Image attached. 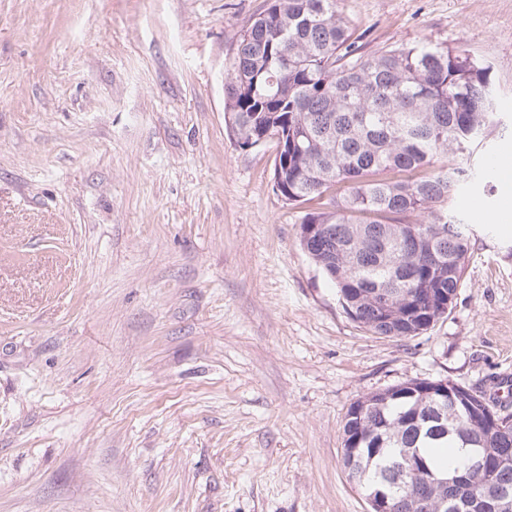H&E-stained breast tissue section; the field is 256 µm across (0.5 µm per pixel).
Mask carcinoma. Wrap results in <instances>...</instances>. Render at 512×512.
Listing matches in <instances>:
<instances>
[{
	"label": "carcinoma",
	"mask_w": 512,
	"mask_h": 512,
	"mask_svg": "<svg viewBox=\"0 0 512 512\" xmlns=\"http://www.w3.org/2000/svg\"><path fill=\"white\" fill-rule=\"evenodd\" d=\"M492 68L485 60L423 42L364 55L339 0H268L240 34L224 85L227 126L239 147L283 145L275 184L290 203H312L299 241L336 286L346 313L369 331L417 336L446 314L460 287L470 225L448 202L473 177L471 157L498 124ZM318 225L308 237L306 225ZM430 288L434 302L415 289ZM393 294L390 315L371 295ZM458 405L444 436L431 398L401 385L347 410L342 460L365 496L381 491L393 512H440L445 495L481 512L497 489L512 492V464L492 474L467 459L440 473L431 448H478L512 460V425L489 433L470 409L495 408L476 393ZM413 448L431 482L409 475ZM467 473L463 487L443 479Z\"/></svg>",
	"instance_id": "1"
}]
</instances>
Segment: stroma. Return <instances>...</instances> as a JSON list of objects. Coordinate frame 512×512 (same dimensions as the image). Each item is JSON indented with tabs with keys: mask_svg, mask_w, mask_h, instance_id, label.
<instances>
[{
	"mask_svg": "<svg viewBox=\"0 0 512 512\" xmlns=\"http://www.w3.org/2000/svg\"><path fill=\"white\" fill-rule=\"evenodd\" d=\"M267 0H0V512H367L350 405L411 379L512 385V0H341L370 54L490 61L499 123L449 203L461 286L373 334L299 244L275 142L224 118Z\"/></svg>",
	"mask_w": 512,
	"mask_h": 512,
	"instance_id": "stroma-1",
	"label": "stroma"
}]
</instances>
